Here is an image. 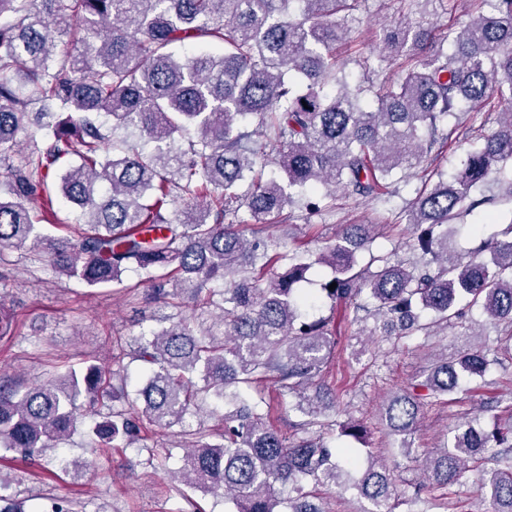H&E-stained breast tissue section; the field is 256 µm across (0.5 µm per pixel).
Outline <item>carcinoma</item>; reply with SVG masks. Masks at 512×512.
<instances>
[{
	"label": "carcinoma",
	"instance_id": "1",
	"mask_svg": "<svg viewBox=\"0 0 512 512\" xmlns=\"http://www.w3.org/2000/svg\"><path fill=\"white\" fill-rule=\"evenodd\" d=\"M303 4L297 14L291 4ZM365 0H0V248L50 255V266L90 288L122 284L133 270L150 284L146 299L176 308L174 290L225 285L213 316L220 333L194 319L144 331L134 355L144 381L133 411L111 405L125 394V368L92 360L53 371L33 385L0 377V451L45 457L78 432L96 448H128L148 427H180L193 438L178 476L184 485L234 505L233 512H325L304 484L353 489L365 512H395L393 468L367 455L346 470L321 437L289 444L267 422L263 399L242 390L266 378L294 395L303 432L323 424L332 405L320 380L336 347L329 317L308 319L299 285L315 265L331 269L322 301L349 305L373 320L369 336L401 339L446 329L480 307L502 325L499 349L512 354V222L466 254L449 248L461 220L495 203L491 173L512 201V0H484L491 13L429 37L419 23L382 29L378 59L405 57L393 78L354 85L336 58L348 22ZM200 48L181 56L178 47ZM508 103L497 128L417 193L406 262L371 250L376 225L350 224L316 257L288 255L271 268L267 229L290 209H336L337 195L378 198L395 176L419 168L448 140V119L465 107ZM46 122L29 131L30 108ZM106 120H100V114ZM29 152L18 158L19 134ZM79 163L69 164L71 157ZM277 174L265 177L266 164ZM60 193L81 209L76 238L58 246L33 213L37 193ZM186 208L168 219L169 206ZM336 284L331 290L329 286ZM493 361L472 344L428 360L423 379L393 393L382 420L411 458L424 406L483 378ZM231 407L220 434L189 421L195 401ZM338 435L364 442L367 427L349 418ZM436 485L478 472L491 512H512V427L483 428L463 418L450 439L420 462ZM73 477L65 460L43 469ZM289 489L284 498L281 490ZM80 502L29 506L0 495V512H81Z\"/></svg>",
	"mask_w": 512,
	"mask_h": 512
}]
</instances>
